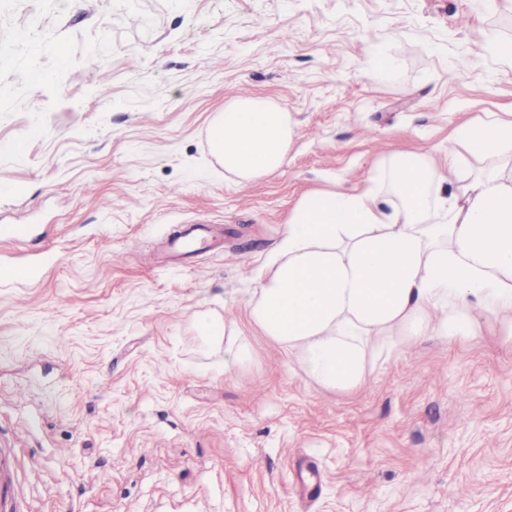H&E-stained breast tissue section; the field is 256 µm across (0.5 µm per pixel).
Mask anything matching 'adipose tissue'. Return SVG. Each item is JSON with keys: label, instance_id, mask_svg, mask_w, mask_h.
Segmentation results:
<instances>
[{"label": "adipose tissue", "instance_id": "1", "mask_svg": "<svg viewBox=\"0 0 512 512\" xmlns=\"http://www.w3.org/2000/svg\"><path fill=\"white\" fill-rule=\"evenodd\" d=\"M294 134L287 112L238 98L215 116L210 154L244 185L285 164ZM453 139L485 167L462 174L452 152L443 172L398 150L361 191H310L290 210L255 277L249 319L321 388L357 391L396 339L454 341L485 319L512 323V120L466 123ZM196 329L223 344L225 368L251 361L232 325L204 314Z\"/></svg>", "mask_w": 512, "mask_h": 512}]
</instances>
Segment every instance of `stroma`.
Listing matches in <instances>:
<instances>
[{
	"label": "stroma",
	"mask_w": 512,
	"mask_h": 512,
	"mask_svg": "<svg viewBox=\"0 0 512 512\" xmlns=\"http://www.w3.org/2000/svg\"><path fill=\"white\" fill-rule=\"evenodd\" d=\"M512 0H0V448L19 512H512V337L400 344L350 394L248 319L311 190L512 119ZM394 68L378 82L376 60ZM288 112L285 165L211 161L234 98ZM186 224L216 249L170 251ZM236 327L225 370L194 318ZM320 473L314 497L297 473Z\"/></svg>",
	"instance_id": "35a3bbf8"
}]
</instances>
